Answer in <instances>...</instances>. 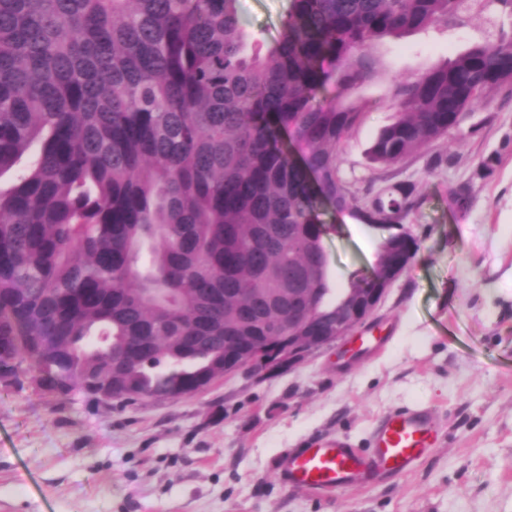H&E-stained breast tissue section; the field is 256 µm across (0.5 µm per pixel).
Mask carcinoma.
Listing matches in <instances>:
<instances>
[{
	"label": "carcinoma",
	"mask_w": 512,
	"mask_h": 512,
	"mask_svg": "<svg viewBox=\"0 0 512 512\" xmlns=\"http://www.w3.org/2000/svg\"><path fill=\"white\" fill-rule=\"evenodd\" d=\"M238 0H0V381L20 372L97 402L188 398L224 375L227 336H283L291 279L323 250L328 209L404 224L416 185L377 193L339 172L359 107L327 100L382 75L375 43L427 31L468 0H291L262 50ZM512 93V33L392 79L394 120L365 156L397 165ZM333 294L307 279L322 325ZM151 336L149 347L135 337ZM196 336H210L199 347Z\"/></svg>",
	"instance_id": "1"
}]
</instances>
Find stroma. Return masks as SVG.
<instances>
[{"label":"stroma","mask_w":512,"mask_h":512,"mask_svg":"<svg viewBox=\"0 0 512 512\" xmlns=\"http://www.w3.org/2000/svg\"><path fill=\"white\" fill-rule=\"evenodd\" d=\"M289 5L238 0V13L270 47ZM502 31L512 16L476 13L383 40L374 51L386 78L328 91L368 107L341 176L363 192L411 181L422 197L408 220L415 260L365 325L293 369L244 368L187 399L103 406L45 394L27 374L0 381V512H512V95L398 165L373 170L365 159L394 118L390 76ZM459 187L470 196L463 211L448 206ZM326 220L338 227L324 248L341 290L369 272L387 232L346 214ZM414 406L433 410L441 441L411 472L377 470L327 491L281 482L289 449L333 437L368 447L379 418Z\"/></svg>","instance_id":"stroma-1"}]
</instances>
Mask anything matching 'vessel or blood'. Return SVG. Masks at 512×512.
I'll list each match as a JSON object with an SVG mask.
<instances>
[{"label": "vessel or blood", "instance_id": "obj_1", "mask_svg": "<svg viewBox=\"0 0 512 512\" xmlns=\"http://www.w3.org/2000/svg\"><path fill=\"white\" fill-rule=\"evenodd\" d=\"M436 443L437 426L429 409L395 411L375 426L369 451L340 437L320 441L288 451L280 474L293 487L346 488L377 468L390 475L406 473Z\"/></svg>", "mask_w": 512, "mask_h": 512}]
</instances>
